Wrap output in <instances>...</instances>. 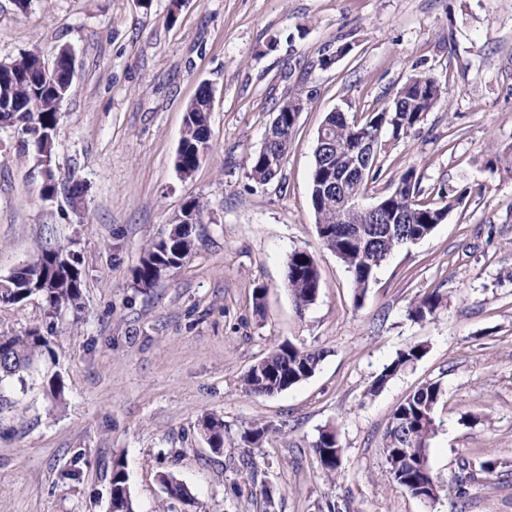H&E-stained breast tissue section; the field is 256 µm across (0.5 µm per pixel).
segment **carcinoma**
<instances>
[{"label":"carcinoma","mask_w":512,"mask_h":512,"mask_svg":"<svg viewBox=\"0 0 512 512\" xmlns=\"http://www.w3.org/2000/svg\"><path fill=\"white\" fill-rule=\"evenodd\" d=\"M41 55L28 50L10 61L11 70L0 72V125L14 127L18 133L29 136L26 123L32 113L26 107L32 99L38 100L39 127L45 140H36L38 165L52 161L54 141L62 113L56 103V88L68 86L67 66L59 64L53 73L55 86L40 81ZM433 89L437 103L446 102L447 90L433 82V77L421 74L414 77L398 92L392 109L395 123L388 126L392 137L398 139L408 134L423 121L421 109L428 89ZM210 88H200L198 95L186 107L185 129L179 149L186 162L191 164L203 149H211L210 131L206 113L198 107L209 103ZM380 113L372 112L360 121H344L334 112L329 113L322 128L323 134L335 148H350L357 141L358 133ZM276 125L267 136V146L249 158V176L258 183L274 180L280 173L270 160L288 151L295 124L288 120V113L277 111ZM336 165L330 147L315 150L311 172V197L316 213L319 238L344 264L351 274L355 301L365 298L366 290L380 265L397 249L415 244L429 236L435 228L430 218L450 209L451 204L433 207L418 200L416 167L407 168L398 176L402 185L399 196L388 197L390 223L371 224L364 211L345 213L343 196L336 193L335 185L328 182L327 167ZM193 248L192 227L180 222L171 225L168 232L153 241L134 269V283L139 288H152L168 272L180 268ZM288 288L295 303L302 308L313 303L320 288V272L314 259L305 251L296 250L288 257ZM83 281L78 262L65 256L60 249H45L31 262L23 263L10 276L0 281V303L18 304L36 294L45 302L48 314L63 310L80 316L84 310ZM442 306V296L434 290L412 304L408 316L425 320L437 316ZM427 353L424 343L409 344L372 381L369 393L375 395L387 383L413 367ZM52 354L51 340L40 330L32 329L22 336H0V385L13 380L24 383L26 372L35 360ZM322 358L319 350L282 344L253 364L243 376L244 389L254 395L271 396L281 393L311 377ZM442 395L437 382H427L418 388L392 414L385 435L383 452L396 482L419 497H439L440 489L431 467L420 468L410 463V458L400 454V449L429 450V440L435 435L437 425L435 407ZM202 426L209 431L208 443L215 451L224 448V420L216 415L204 417ZM312 451L321 468L328 474L340 467L341 446L336 432L331 428L320 431ZM128 477L120 460L113 461L109 480V512H135V503L128 488ZM162 483L172 499L191 498L189 489L171 476L162 477Z\"/></svg>","instance_id":"obj_1"}]
</instances>
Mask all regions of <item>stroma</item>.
Masks as SVG:
<instances>
[{
	"label": "stroma",
	"mask_w": 512,
	"mask_h": 512,
	"mask_svg": "<svg viewBox=\"0 0 512 512\" xmlns=\"http://www.w3.org/2000/svg\"><path fill=\"white\" fill-rule=\"evenodd\" d=\"M64 45L75 68L53 167L81 195L42 199L34 140L0 126V279L63 249L79 263L86 309L53 318L38 296L0 304V336L38 327L54 350L26 388L1 393L0 512H107L116 459L137 512H259L266 489L277 512H512V0H32L24 11L0 0V61L36 49L50 63ZM419 73L447 86L448 102L406 137L382 133V174L365 201L413 165L420 200L454 207L387 258L358 304L316 229L318 132L330 112L359 120L390 107ZM204 84L212 150L185 178L175 167L185 108ZM297 88L306 102L282 170L255 182L249 157ZM193 199L204 213L189 258L138 288L141 253ZM296 250L321 275L303 309L287 286ZM435 290L437 317L411 320V304ZM421 342L414 368L369 395ZM284 343L322 351L315 373L272 396L246 393L243 374ZM429 381L442 388L429 444L441 493L424 501L390 476L383 438ZM210 413L224 419L220 452L199 430ZM260 425L267 435L242 441ZM327 427L342 448L331 476L312 452ZM489 457L491 476L480 470ZM465 461L474 477L461 498ZM72 466L80 481L62 478ZM164 473L192 502L168 497ZM427 353V346L424 343L407 345L397 353V356L387 365L372 381L369 393L375 395L382 391L387 383L412 368Z\"/></svg>",
	"instance_id": "obj_1"
}]
</instances>
